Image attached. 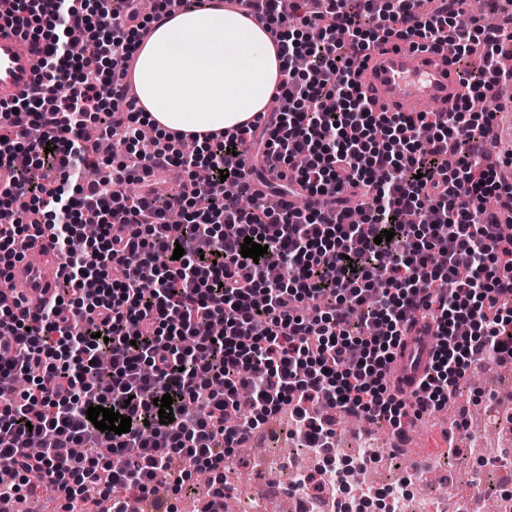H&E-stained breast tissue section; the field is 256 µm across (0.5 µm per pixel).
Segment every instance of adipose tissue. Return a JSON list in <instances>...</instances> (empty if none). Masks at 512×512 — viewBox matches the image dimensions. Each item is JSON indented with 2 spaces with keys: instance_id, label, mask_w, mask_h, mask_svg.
Masks as SVG:
<instances>
[{
  "instance_id": "adipose-tissue-1",
  "label": "adipose tissue",
  "mask_w": 512,
  "mask_h": 512,
  "mask_svg": "<svg viewBox=\"0 0 512 512\" xmlns=\"http://www.w3.org/2000/svg\"><path fill=\"white\" fill-rule=\"evenodd\" d=\"M281 79L270 32L223 0L154 18L133 75L142 119L159 135L235 128L267 109Z\"/></svg>"
}]
</instances>
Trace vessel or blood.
Wrapping results in <instances>:
<instances>
[{
	"instance_id": "vessel-or-blood-1",
	"label": "vessel or blood",
	"mask_w": 512,
	"mask_h": 512,
	"mask_svg": "<svg viewBox=\"0 0 512 512\" xmlns=\"http://www.w3.org/2000/svg\"><path fill=\"white\" fill-rule=\"evenodd\" d=\"M456 33L434 50L420 52L395 40L372 48L359 76L362 91L376 112L417 113L443 107L463 92L461 78L452 63ZM41 56L31 41L13 33H0V100H10L32 89ZM13 296L35 309L50 301L63 276L60 261L47 238L39 237L21 247L8 269ZM435 348L433 329L406 336L390 365V381L408 401H416L419 381Z\"/></svg>"
}]
</instances>
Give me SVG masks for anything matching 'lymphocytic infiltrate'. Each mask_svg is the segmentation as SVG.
Listing matches in <instances>:
<instances>
[{"label":"lymphocytic infiltrate","instance_id":"f902f5d3","mask_svg":"<svg viewBox=\"0 0 512 512\" xmlns=\"http://www.w3.org/2000/svg\"><path fill=\"white\" fill-rule=\"evenodd\" d=\"M227 2L274 35L286 108L186 154L170 134L141 147V112L121 95L149 31L140 0H0V26L41 53L34 89L0 102V466L15 475L0 503L52 488L67 512H92L95 492L151 494L177 458L174 489L206 474L200 512H220L230 456L279 413L318 452L335 434L323 405L401 430L407 404L388 370L416 326L437 328L418 412L447 403L475 354L512 363V236L498 218L512 184L498 177L492 114L471 107L512 84L500 54L512 30L445 4L415 16L412 0ZM78 28L88 41L75 58ZM452 30L467 88L454 110L372 111L357 81L367 49L401 39L425 51ZM478 48L481 66L467 68ZM91 120L132 147L86 184ZM171 167L209 179L126 192ZM35 232L64 277L31 310L5 285ZM248 237L266 254L242 257ZM166 394L163 424L154 401ZM92 406L130 417L129 432L95 428Z\"/></svg>","mask_w":512,"mask_h":512}]
</instances>
